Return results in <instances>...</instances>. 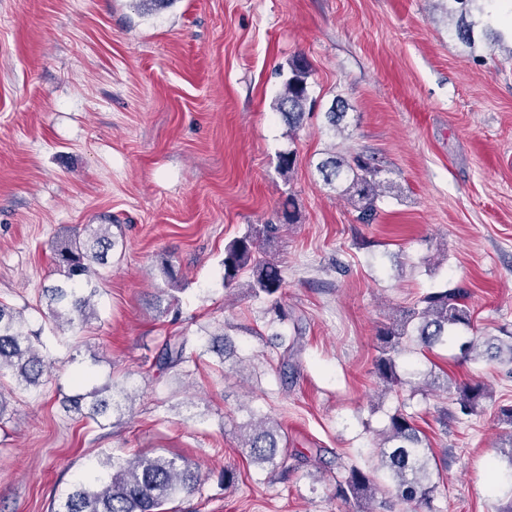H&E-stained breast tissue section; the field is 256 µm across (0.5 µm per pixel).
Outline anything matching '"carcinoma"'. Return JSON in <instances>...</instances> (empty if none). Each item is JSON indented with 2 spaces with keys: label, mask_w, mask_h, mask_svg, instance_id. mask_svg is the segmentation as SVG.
Here are the masks:
<instances>
[{
  "label": "carcinoma",
  "mask_w": 512,
  "mask_h": 512,
  "mask_svg": "<svg viewBox=\"0 0 512 512\" xmlns=\"http://www.w3.org/2000/svg\"><path fill=\"white\" fill-rule=\"evenodd\" d=\"M485 14L481 0H448V15L457 18L456 35L463 43L474 42L475 15ZM311 69L305 58L288 61L283 89L276 108L291 132L299 129L310 101ZM297 165L294 150L279 156L278 168L290 180ZM316 169L324 185L336 190L357 212V219L368 224L378 212V202L389 185L385 171L359 154L333 153L320 161ZM278 224L250 227L224 247V286L236 284L249 274L248 288L256 296L272 295L283 282L282 270L272 259L260 255V241L277 235ZM122 233L110 224L88 225L83 232L54 250V263L60 275L55 283L42 289L47 300V320L57 328L83 329L97 318L99 295L95 265L107 261ZM473 313L467 293L461 289L430 292L419 298L402 317L378 331L379 354L374 360V374L386 389L404 385L398 359L410 347L432 351L458 348L461 359L476 361L487 357L509 367L512 374V332L500 329V335L482 338L472 335ZM40 332L28 329L22 312L0 304V381L10 378L15 388L39 390L42 380L55 368V360L42 352ZM196 361L188 350V340H168L154 361L160 372L182 368ZM459 411L474 415L491 398L482 382L454 384ZM125 388L114 383L92 389L83 396L68 397L73 410L98 426L122 411ZM241 448L250 462L272 472L288 473L287 452L279 449L280 424L271 417H249L240 426ZM376 464L365 469L349 468L336 483V497L368 512L365 504L383 492L379 476L388 479L395 497L414 506V512H436L433 505L438 469L433 449L416 428L411 416L398 408L389 416L385 434L374 445ZM98 469L88 482H79L60 502L55 512H167L165 505L183 494L200 491L203 477L199 467L184 457L139 454L121 457L106 453L97 461Z\"/></svg>",
  "instance_id": "cac0c4a2"
}]
</instances>
